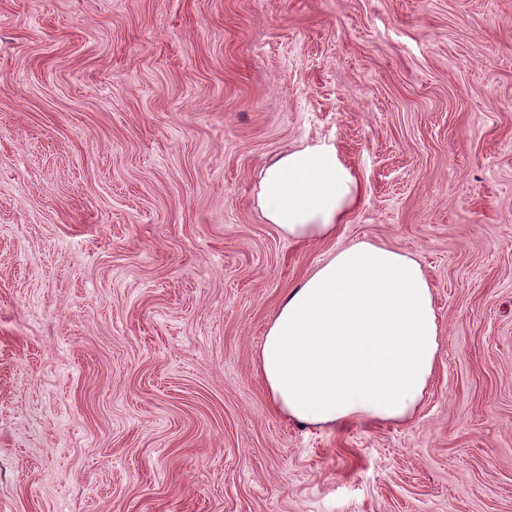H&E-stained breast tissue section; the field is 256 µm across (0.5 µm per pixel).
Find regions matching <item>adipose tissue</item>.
I'll return each mask as SVG.
<instances>
[{"label":"adipose tissue","mask_w":512,"mask_h":512,"mask_svg":"<svg viewBox=\"0 0 512 512\" xmlns=\"http://www.w3.org/2000/svg\"><path fill=\"white\" fill-rule=\"evenodd\" d=\"M361 194L353 169L321 142L270 160L257 206L289 240L326 241ZM441 336L422 266L359 241L284 295L267 325L259 373L274 410L300 423L335 430L407 422L423 400Z\"/></svg>","instance_id":"1"}]
</instances>
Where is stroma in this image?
I'll list each match as a JSON object with an SVG mask.
<instances>
[{
    "mask_svg": "<svg viewBox=\"0 0 512 512\" xmlns=\"http://www.w3.org/2000/svg\"><path fill=\"white\" fill-rule=\"evenodd\" d=\"M363 203L293 243L263 166ZM409 253L411 421L278 416L260 344L347 244ZM0 512H512V0H0ZM362 194L353 169L333 144L278 154L264 167L257 194L262 218L294 242L334 238Z\"/></svg>",
    "mask_w": 512,
    "mask_h": 512,
    "instance_id": "1",
    "label": "stroma"
}]
</instances>
